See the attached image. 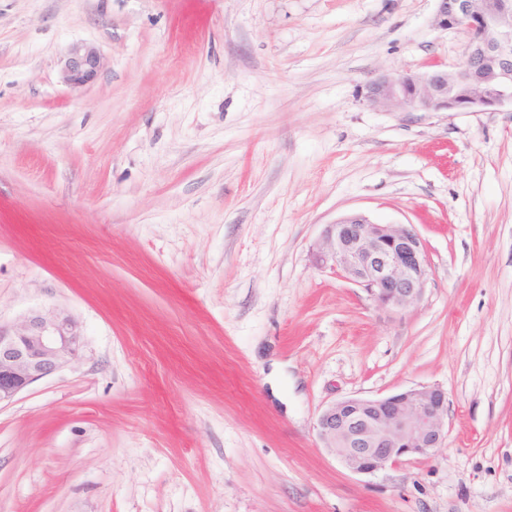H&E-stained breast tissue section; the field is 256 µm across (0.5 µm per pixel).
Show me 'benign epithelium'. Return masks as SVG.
<instances>
[{"label": "benign epithelium", "mask_w": 512, "mask_h": 512, "mask_svg": "<svg viewBox=\"0 0 512 512\" xmlns=\"http://www.w3.org/2000/svg\"><path fill=\"white\" fill-rule=\"evenodd\" d=\"M437 25L464 35L459 62L450 70L380 77L368 86L369 104L403 112H478L512 107V0H439ZM102 68L98 50L73 46L62 67L63 82L85 86ZM363 287L384 310L401 315L423 297L428 257L411 224H374L362 213L329 225L315 253ZM79 322L64 310L31 311L0 323V404L35 381L78 359ZM447 393L413 387L385 397H348L318 416L317 434L348 471L373 475L410 458H428L448 430Z\"/></svg>", "instance_id": "benign-epithelium-1"}]
</instances>
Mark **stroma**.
<instances>
[{
  "label": "stroma",
  "instance_id": "35a3bbf8",
  "mask_svg": "<svg viewBox=\"0 0 512 512\" xmlns=\"http://www.w3.org/2000/svg\"><path fill=\"white\" fill-rule=\"evenodd\" d=\"M438 6L0 0V320L84 339L0 407V512H512V110L366 100L459 61ZM352 212L426 246L402 315L313 261ZM419 386L430 458L324 448L327 405ZM101 68V55L95 47L87 44L74 45L64 61L62 79L71 87H82L96 80Z\"/></svg>",
  "mask_w": 512,
  "mask_h": 512
}]
</instances>
